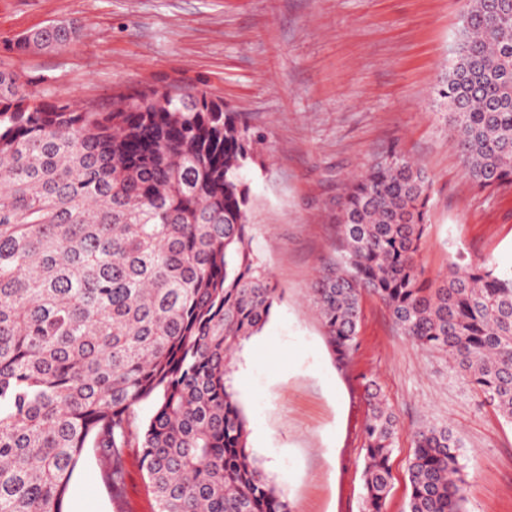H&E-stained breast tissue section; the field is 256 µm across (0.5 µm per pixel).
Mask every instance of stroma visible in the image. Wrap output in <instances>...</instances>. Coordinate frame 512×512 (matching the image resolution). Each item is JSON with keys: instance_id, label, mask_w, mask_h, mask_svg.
Masks as SVG:
<instances>
[{"instance_id": "obj_1", "label": "stroma", "mask_w": 512, "mask_h": 512, "mask_svg": "<svg viewBox=\"0 0 512 512\" xmlns=\"http://www.w3.org/2000/svg\"><path fill=\"white\" fill-rule=\"evenodd\" d=\"M464 0H0V62L34 90L81 108L155 84L207 90L257 140L247 177L251 247L280 300L230 366L248 445L292 512H363L365 389L398 419L385 512H407L412 435L448 426L463 442L468 512H512V422L482 404L460 372L396 328L363 293L355 346L340 361L310 295L336 254V198L347 178L398 144L432 180L418 260L437 280L457 253L512 267V189L465 177L437 90L459 37ZM80 39L19 56L10 41L53 22ZM68 512H154L137 449L121 502L86 453Z\"/></svg>"}]
</instances>
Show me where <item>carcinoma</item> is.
<instances>
[{
    "instance_id": "carcinoma-1",
    "label": "carcinoma",
    "mask_w": 512,
    "mask_h": 512,
    "mask_svg": "<svg viewBox=\"0 0 512 512\" xmlns=\"http://www.w3.org/2000/svg\"><path fill=\"white\" fill-rule=\"evenodd\" d=\"M78 37L52 24L8 50ZM31 87L0 66V512H66L89 449L118 500L131 448L156 512H290L228 383L278 299L250 247V126L203 89L152 85L100 111ZM439 95L465 175L490 194L512 187V0H465ZM431 192L395 146L350 178L312 303L344 359L362 291L378 295L404 336L511 420L512 270L460 255L440 283L425 278ZM369 405L363 512H384L397 424L380 393ZM461 448L446 426L415 432L407 512H467Z\"/></svg>"
}]
</instances>
